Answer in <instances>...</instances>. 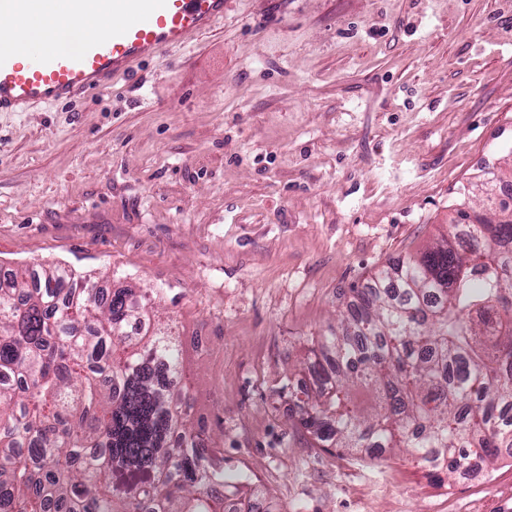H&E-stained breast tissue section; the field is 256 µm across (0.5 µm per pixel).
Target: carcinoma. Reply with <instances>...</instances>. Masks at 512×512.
<instances>
[{
	"instance_id": "carcinoma-1",
	"label": "carcinoma",
	"mask_w": 512,
	"mask_h": 512,
	"mask_svg": "<svg viewBox=\"0 0 512 512\" xmlns=\"http://www.w3.org/2000/svg\"><path fill=\"white\" fill-rule=\"evenodd\" d=\"M311 349L299 425L323 448L435 454L443 481L512 448V209L458 216L374 274ZM181 343L134 288L62 263L0 280V512H224L179 386ZM373 393L362 408L353 392Z\"/></svg>"
}]
</instances>
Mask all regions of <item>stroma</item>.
Masks as SVG:
<instances>
[{
	"label": "stroma",
	"mask_w": 512,
	"mask_h": 512,
	"mask_svg": "<svg viewBox=\"0 0 512 512\" xmlns=\"http://www.w3.org/2000/svg\"><path fill=\"white\" fill-rule=\"evenodd\" d=\"M511 154L512 0H229L106 94L0 112V266L158 291L225 479L278 512H512L511 460L440 485L318 447L282 389Z\"/></svg>",
	"instance_id": "obj_1"
}]
</instances>
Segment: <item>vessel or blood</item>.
Listing matches in <instances>:
<instances>
[{
	"instance_id": "b4317fda",
	"label": "vessel or blood",
	"mask_w": 512,
	"mask_h": 512,
	"mask_svg": "<svg viewBox=\"0 0 512 512\" xmlns=\"http://www.w3.org/2000/svg\"><path fill=\"white\" fill-rule=\"evenodd\" d=\"M87 2L0 0V14L20 24L60 21L24 54L10 48L14 28L0 26V112H28L105 90L141 63L191 45L223 19L225 0H111V14L95 35L83 34L80 25Z\"/></svg>"
}]
</instances>
